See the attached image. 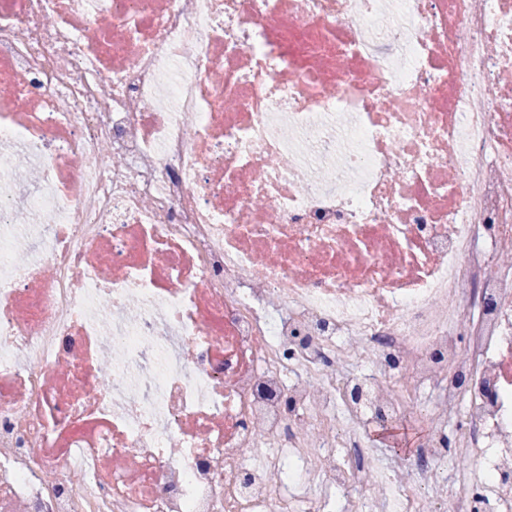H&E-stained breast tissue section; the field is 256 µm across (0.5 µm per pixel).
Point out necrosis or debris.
<instances>
[{
  "label": "necrosis or debris",
  "instance_id": "1",
  "mask_svg": "<svg viewBox=\"0 0 512 512\" xmlns=\"http://www.w3.org/2000/svg\"><path fill=\"white\" fill-rule=\"evenodd\" d=\"M429 500L512 512V0H0V512ZM407 422L402 424L411 440L410 447H404L398 451L406 453V456L414 454L418 444L428 432L429 411L423 399H414L407 406Z\"/></svg>",
  "mask_w": 512,
  "mask_h": 512
}]
</instances>
